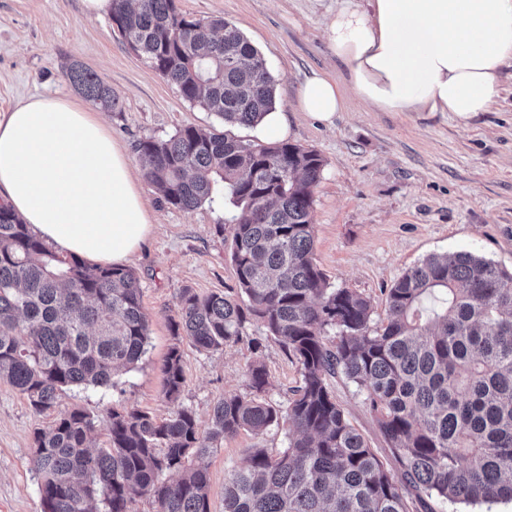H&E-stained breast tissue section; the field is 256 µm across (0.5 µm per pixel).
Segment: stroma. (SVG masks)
I'll list each match as a JSON object with an SVG mask.
<instances>
[{
	"mask_svg": "<svg viewBox=\"0 0 512 512\" xmlns=\"http://www.w3.org/2000/svg\"><path fill=\"white\" fill-rule=\"evenodd\" d=\"M194 18L220 17L235 24L260 50L276 80L275 109L288 130L266 125L236 128L259 144L287 140L325 159L314 191L315 259L331 285L368 297L375 318L385 315L389 288L408 268L432 254L469 252L512 269V62L501 69L500 92L488 111L381 112L349 98L331 121L297 109L298 93L314 72H335L325 26L335 0H176ZM77 60L109 84L120 109L107 113L112 134L127 150L149 137L166 138L193 125L219 127L214 114L191 105L176 87L125 43L105 14L89 20L81 0H0V110L36 94L74 97L65 68ZM155 230L130 258L149 317L147 351L112 385L64 389L56 406L34 413L26 398L0 381V512H42L38 477L31 466L34 433L61 414L83 410L95 418L94 437L104 445L109 407H135L156 420L173 407L163 397L164 364L173 345L171 321L177 295L229 292L236 276L228 252L233 207L224 197L183 211L160 202L141 181ZM262 329L215 352L182 342L185 382L180 395L200 423H207L224 394L244 389L245 371L261 360L268 372V401L282 404L299 380L298 367ZM262 338L253 347V338ZM336 398L369 440L382 447L355 385L335 382ZM284 429L227 439L208 459L210 512H224V480L243 466L252 449L282 448Z\"/></svg>",
	"mask_w": 512,
	"mask_h": 512,
	"instance_id": "obj_1",
	"label": "stroma"
}]
</instances>
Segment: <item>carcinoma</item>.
Returning <instances> with one entry per match:
<instances>
[{
  "label": "carcinoma",
  "instance_id": "obj_1",
  "mask_svg": "<svg viewBox=\"0 0 512 512\" xmlns=\"http://www.w3.org/2000/svg\"><path fill=\"white\" fill-rule=\"evenodd\" d=\"M112 21L185 101L226 128L256 126L274 109L275 79L230 23L188 17L176 0H112ZM66 78L98 108L118 107L112 87L81 63H70ZM137 150L169 206L192 210L227 192L238 210L229 253L237 288L179 292L164 367L169 418L114 407L104 448L92 447L94 417L80 410L35 431L43 512H131L146 495L158 512H210L204 459L242 430L280 426L286 447L254 449L225 479L224 512L512 502V272L470 253L431 255L389 288L375 323L371 300L332 287L315 262L314 188L325 167L317 151L194 126ZM253 324L295 360L299 385L286 403L268 402L267 370L256 359L244 391L218 400L204 428L178 404L180 344L217 351ZM148 334L131 269L60 256L0 203V380L35 413L53 409L66 387L112 384L140 361ZM337 378L363 395L388 454L336 401Z\"/></svg>",
  "mask_w": 512,
  "mask_h": 512
}]
</instances>
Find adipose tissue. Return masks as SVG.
<instances>
[{"label": "adipose tissue", "instance_id": "adipose-tissue-1", "mask_svg": "<svg viewBox=\"0 0 512 512\" xmlns=\"http://www.w3.org/2000/svg\"><path fill=\"white\" fill-rule=\"evenodd\" d=\"M328 45L346 75L307 77L300 111L327 121L349 96L382 112L487 111L512 61V0H339ZM0 202L62 254L120 265L153 223L127 152L79 100L0 113Z\"/></svg>", "mask_w": 512, "mask_h": 512}]
</instances>
